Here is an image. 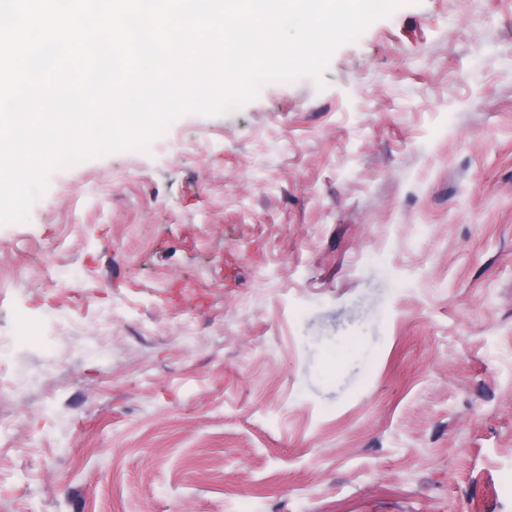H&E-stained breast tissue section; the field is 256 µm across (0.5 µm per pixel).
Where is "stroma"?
<instances>
[{
    "mask_svg": "<svg viewBox=\"0 0 512 512\" xmlns=\"http://www.w3.org/2000/svg\"><path fill=\"white\" fill-rule=\"evenodd\" d=\"M324 78L0 225V512H512V0Z\"/></svg>",
    "mask_w": 512,
    "mask_h": 512,
    "instance_id": "35a3bbf8",
    "label": "stroma"
}]
</instances>
